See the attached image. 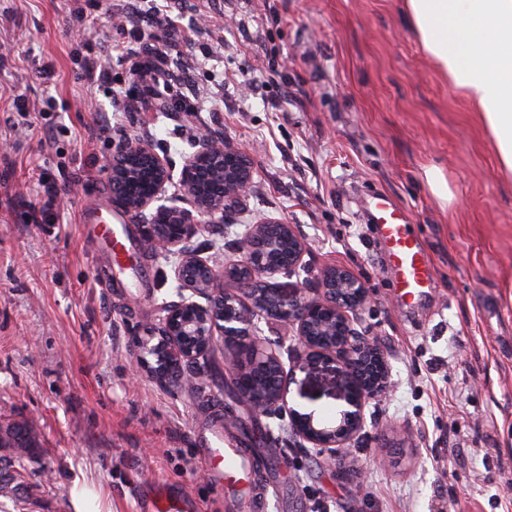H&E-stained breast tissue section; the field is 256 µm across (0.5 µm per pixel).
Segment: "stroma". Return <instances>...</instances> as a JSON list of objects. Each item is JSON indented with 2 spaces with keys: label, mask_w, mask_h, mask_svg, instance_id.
Masks as SVG:
<instances>
[{
  "label": "stroma",
  "mask_w": 512,
  "mask_h": 512,
  "mask_svg": "<svg viewBox=\"0 0 512 512\" xmlns=\"http://www.w3.org/2000/svg\"><path fill=\"white\" fill-rule=\"evenodd\" d=\"M83 3L0 0V428L23 423L38 438L26 512H78L76 487L99 512H138L161 482L200 512H225L194 440L215 399L225 432L269 467L268 512H512V178L399 0H184L175 50L199 98L192 116L157 101L114 111L135 88L112 50L126 2L99 0L78 27ZM90 51L111 83L82 77L77 57ZM205 129L247 150L254 176L223 234L188 249L225 261L244 225L277 218L309 245L299 280L340 266L369 294L357 328L379 341L390 387L340 461L239 405L223 347L194 386L135 371L134 337L176 298L173 266L154 261L141 290L104 287L80 208L111 192L107 165L127 141L178 169ZM430 169L447 197L431 191ZM45 183L61 206L35 224ZM373 195L404 210L434 265L417 312L390 286L367 221Z\"/></svg>",
  "instance_id": "35a3bbf8"
}]
</instances>
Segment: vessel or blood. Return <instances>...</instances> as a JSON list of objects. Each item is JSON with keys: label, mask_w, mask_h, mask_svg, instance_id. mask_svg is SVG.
<instances>
[{"label": "vessel or blood", "mask_w": 512, "mask_h": 512, "mask_svg": "<svg viewBox=\"0 0 512 512\" xmlns=\"http://www.w3.org/2000/svg\"><path fill=\"white\" fill-rule=\"evenodd\" d=\"M375 218L386 242L394 270L393 286L401 303L420 298L434 282V269L417 240L409 232L401 211L387 199L377 198ZM81 222L95 246L108 260L109 279L138 286L151 271L138 258L139 246L132 237L129 217L105 199L84 205ZM203 450V469L224 488L226 512H261L264 503L253 479L264 469L263 461L224 434V406L213 404L209 424L196 433ZM145 512H198L197 503L183 494L163 493L144 503Z\"/></svg>", "instance_id": "1"}]
</instances>
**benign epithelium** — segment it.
Wrapping results in <instances>:
<instances>
[{
  "mask_svg": "<svg viewBox=\"0 0 512 512\" xmlns=\"http://www.w3.org/2000/svg\"><path fill=\"white\" fill-rule=\"evenodd\" d=\"M144 157L150 167V190L140 196H123V186L131 179L134 159ZM210 160L215 173L224 180V196H212L199 178L203 162ZM113 203L128 212L155 206L153 223L143 224V248L156 252L179 251L174 274L179 284L204 298L202 304L184 296L165 304L163 315L149 327L156 343L137 340L140 350L137 368L161 380L197 365L207 358L217 339L224 340V362L238 391L239 401L257 418H286L294 436L333 460L363 427L369 399L384 393L388 386L381 348L368 336L352 328L354 316L366 309L370 298L359 279L349 270L331 266L324 270L318 286L280 282L291 277L303 264L306 247L292 225L266 220L252 225L235 246L238 259L216 263L184 244L202 230L200 218L213 224L224 219L247 200L253 170L246 150L227 141L214 142L204 136L199 149L185 160L178 184L190 208L168 206L167 184L173 181L172 165L147 146L117 151L109 167ZM243 271L235 294L215 291V286L232 272ZM271 285L264 293L247 284ZM284 323L295 329L298 346L279 342L273 346L261 338L257 322ZM289 363H284V359ZM267 367L280 377L277 387L259 394L241 386L240 379L250 367ZM309 379L320 375L321 393L338 402L333 418L288 399L296 375Z\"/></svg>",
  "mask_w": 512,
  "mask_h": 512,
  "instance_id": "1",
  "label": "benign epithelium"
}]
</instances>
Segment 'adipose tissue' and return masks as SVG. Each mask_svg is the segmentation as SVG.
<instances>
[{"instance_id":"obj_1","label":"adipose tissue","mask_w":512,"mask_h":512,"mask_svg":"<svg viewBox=\"0 0 512 512\" xmlns=\"http://www.w3.org/2000/svg\"><path fill=\"white\" fill-rule=\"evenodd\" d=\"M401 10L512 174V0H401Z\"/></svg>"}]
</instances>
